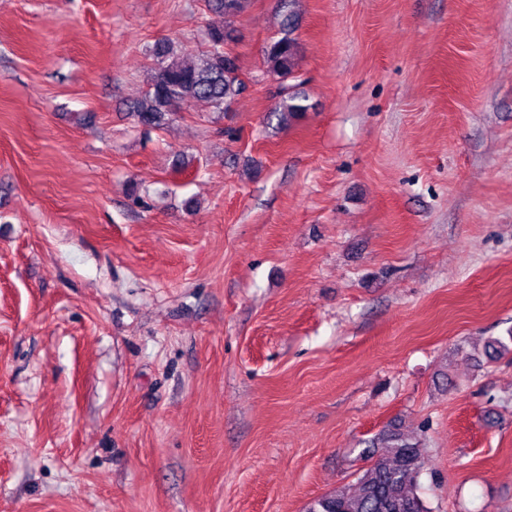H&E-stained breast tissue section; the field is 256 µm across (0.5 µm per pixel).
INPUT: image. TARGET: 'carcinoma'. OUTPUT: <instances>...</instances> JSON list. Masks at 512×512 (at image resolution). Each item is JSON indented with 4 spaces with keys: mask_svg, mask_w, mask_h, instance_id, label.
I'll use <instances>...</instances> for the list:
<instances>
[{
    "mask_svg": "<svg viewBox=\"0 0 512 512\" xmlns=\"http://www.w3.org/2000/svg\"><path fill=\"white\" fill-rule=\"evenodd\" d=\"M248 3L207 0L220 22L207 28V50L195 61L185 60L181 45L173 40L165 38L156 44L157 66L150 88L132 106L133 116L145 131L163 126L166 117L183 105L206 103L226 111L246 91L240 65L230 58L225 46L234 39L230 19L241 14ZM295 5L296 0H277L279 28L263 50L268 72L283 79L294 77L298 66ZM281 96L275 111L282 119L308 111L307 98L296 87L282 88ZM425 453L423 439L389 429L361 452L367 464L354 483L313 500L305 512H429L417 493Z\"/></svg>",
    "mask_w": 512,
    "mask_h": 512,
    "instance_id": "cac0c4a2",
    "label": "carcinoma"
}]
</instances>
